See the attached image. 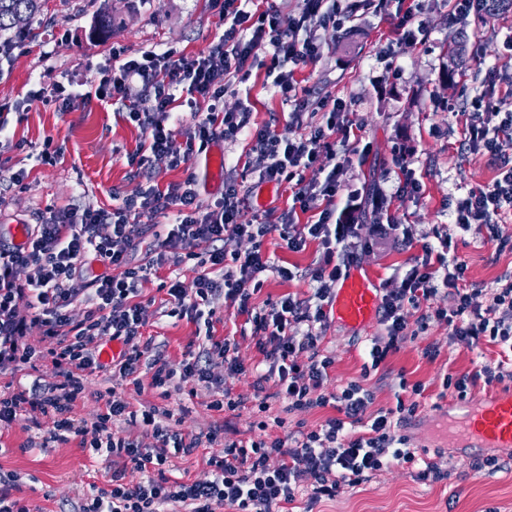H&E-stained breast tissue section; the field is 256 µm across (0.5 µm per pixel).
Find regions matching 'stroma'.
<instances>
[{
	"instance_id": "35a3bbf8",
	"label": "stroma",
	"mask_w": 512,
	"mask_h": 512,
	"mask_svg": "<svg viewBox=\"0 0 512 512\" xmlns=\"http://www.w3.org/2000/svg\"><path fill=\"white\" fill-rule=\"evenodd\" d=\"M224 0H43L41 14L24 36L9 35L13 50L0 61V104L15 103L29 91L49 89L59 83L90 86L100 79V69L112 59L116 48L134 55L152 50L175 49L192 56L208 48L224 31L221 10ZM426 34L421 44L400 52L397 75L386 74L383 56L394 37L397 0H373L371 8L354 16L352 30L345 35L326 31L322 58L298 67L294 78L311 99H344L354 104L353 120L360 124V160L344 172L345 190H357L380 182L388 194L390 215L408 226L414 238L410 249H399L388 239H370L359 248L356 267L378 273V285L392 287L409 269L423 243L433 241L435 231L445 230L449 199L464 197L475 187H487L495 175L496 162L488 156L467 155L459 150L463 118L453 106L479 95L485 89V73L497 63L502 34L512 29V10L499 14L487 25L467 19V43H460L457 25L448 22L446 0H424ZM115 18L112 30L93 35L92 28L101 11ZM466 48V65L454 81L444 71L448 49ZM250 96L225 95L224 107L233 111L242 101L251 105V125L276 122L285 128L291 110L269 85L265 68L253 69ZM146 139L136 123L118 112L115 105L96 99L77 102L67 111L53 104L33 103L28 110L10 112L8 124L0 132V244L14 241L17 224L39 223L42 215L66 205L109 208L116 198L151 185L194 178L203 202L220 197L210 184L204 154H197L188 168L171 169L166 160L154 159L150 179H132L131 160ZM224 174L248 191L243 222L254 221L267 210L283 211L292 203L289 185L257 184L253 174L236 160L244 153V143H224ZM404 150L422 183L418 198L397 195L399 179L393 157ZM24 171L22 183L10 180L12 173ZM263 250L272 259L296 268L293 280L284 281L266 273L256 305L293 294L311 295L308 271L319 261L322 250L309 244L298 253L288 251L278 233L264 240ZM457 255L468 266V282L489 287L496 279L512 276V212L502 214L495 231L475 228L458 235ZM166 270L150 273L140 285L139 299L147 307L145 335L154 337V350L171 366H179L195 339L190 321L163 315L165 292L159 286ZM224 322L222 336L235 337L244 364L258 361L259 355L245 318L225 296L214 299ZM410 336L399 350L389 355L379 370L363 376V352L367 338L381 335L380 323L352 330L329 321L319 344L321 355L330 357L327 386L342 389L353 380H362L376 406L396 403L400 378L422 382L426 391L418 418L430 417L442 380L449 372L474 370L484 360H495L492 346L476 352L449 345L445 324L430 321L426 331L410 323ZM437 346L436 358H428V346ZM112 388L116 396L135 404H152L154 390H135L132 384L101 373L88 379V397L75 406L76 417H86L97 404L94 392ZM196 396L172 393L166 405L177 419L178 430L199 433L227 420L224 414L208 410L210 392L197 386ZM241 437H259L253 429L251 409H242L229 418ZM29 420L0 428V471H15L23 482L18 495L32 512H77L80 496L88 480L105 485L112 477V462L90 456L78 438L68 443L42 447V433L30 428ZM401 432L411 447L427 450L442 470L446 481L423 482L410 470L394 467L371 482L345 492L341 497L317 505L314 512H512V450L498 449L503 464L500 471L478 472L472 465L477 455L448 446H437L429 428L405 425Z\"/></svg>"
}]
</instances>
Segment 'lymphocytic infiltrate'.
<instances>
[{
  "label": "lymphocytic infiltrate",
  "mask_w": 512,
  "mask_h": 512,
  "mask_svg": "<svg viewBox=\"0 0 512 512\" xmlns=\"http://www.w3.org/2000/svg\"><path fill=\"white\" fill-rule=\"evenodd\" d=\"M367 2L301 0L297 9L286 13L274 6L256 11L254 0H224V32L207 51L187 57L171 49L138 56L116 50L111 65L101 69L94 91L78 94L59 84L49 93L30 92L29 101L47 99L63 109L79 99L118 104L148 135L135 177L149 176L153 159H167L176 168L217 138L233 142L244 135L248 166L259 183L295 184L292 205L275 226L242 222L247 196L237 182H226L221 196L206 203L199 198L195 179L189 178L163 191L139 190L112 209H59L42 223L29 225L25 244L0 246V371L45 368L53 376L44 387L35 384L0 392V428L36 409L52 420L46 442L76 437L81 447L111 457V480L102 487L90 484L78 512H166L170 506L178 512H216L223 505L230 512H269L273 505H293L305 482L313 507L394 466L414 469L421 481L448 479V472L420 456L397 432L415 416L424 386L400 381V389L410 391V398H397L389 408H374L373 397L361 382H349L336 392L327 390L332 361L318 349L328 323L326 304L362 245L355 214L372 210L370 233L393 236L406 248L413 245L407 227L386 217L387 194L381 186L365 193L341 190L340 178L353 162L350 102L314 101L299 94L287 70L291 64L321 59L323 31L343 32L346 22ZM502 48L505 63L487 70V92L461 110L462 152L498 157L501 140L512 137V111L496 108L491 95L497 85L512 83L507 68L512 60V30L505 34ZM263 53L268 56L264 64L273 86L294 105L285 132L272 123L251 127L247 110L224 108L225 94L250 79ZM198 102L206 104L205 116L183 136H176L167 125L173 110ZM323 160L328 163L324 178H302L303 170ZM315 200L324 203L316 214L310 211ZM508 208L512 209V160L501 159L492 186L470 189L465 197L449 203L453 231L424 243L403 278L382 295L379 321L386 336L371 342L372 368H379L399 349L408 334V315L416 310L420 324L432 319L445 323L449 343L470 350L485 343L499 347L502 354L501 359L482 362L474 372L446 374L443 390L463 400L477 381L512 382V278L491 288L468 287L467 266L455 255L453 236L454 230L466 232L475 224L493 228L495 216ZM146 211L170 214L171 221L159 228L139 223ZM300 211L310 213L307 223H295ZM274 231L292 252L319 242L323 257L309 272L312 295L299 299L286 294L258 306L254 297L262 289L265 272L275 271L285 280L294 277L288 267L271 263L262 250L265 237ZM149 236L156 240L154 249L147 261L136 262L135 253ZM228 237L248 242V250L226 254ZM90 255L105 272L86 288H75ZM190 260L201 272L189 285L171 278L167 294L174 305L169 314L194 323L201 338L197 350L187 351L175 369L153 354V337L142 333L146 307L138 300L139 285L152 269ZM442 291L448 295L447 307H431V299ZM220 292L245 315L262 357L264 367L257 370L254 382V410L259 416L255 426L263 431V438H231L220 426L204 434H185L170 425L168 409L152 405L135 411L109 391L97 393L98 407L90 417L75 418L74 407L86 396L89 376L107 372L136 385L144 367L151 371V386L161 397L202 384L212 390L211 410L223 413L243 407L244 397L210 373L216 358L223 360L228 375L246 370L235 338L217 333L221 318L212 300ZM79 300L84 301L86 314L76 322L70 307ZM34 323L41 326L45 341L39 349L23 342ZM105 339L122 345L107 363L99 349ZM269 382L275 387L270 395L265 392ZM274 399L293 412L329 407L335 414L288 442L268 434L284 425L282 418L269 414ZM204 446L213 450L208 459L210 479L189 482L168 476L173 457ZM274 456L279 463L273 467L269 460ZM131 469L143 473L144 481L128 483L126 473Z\"/></svg>",
  "instance_id": "obj_1"
}]
</instances>
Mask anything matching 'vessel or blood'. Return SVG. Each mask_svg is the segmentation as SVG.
<instances>
[{
  "label": "vessel or blood",
  "instance_id": "b4317fda",
  "mask_svg": "<svg viewBox=\"0 0 512 512\" xmlns=\"http://www.w3.org/2000/svg\"><path fill=\"white\" fill-rule=\"evenodd\" d=\"M379 305L376 275L358 267L349 268L339 280L331 301L336 321L354 330L368 327ZM440 433L452 448H512V393L457 403L446 414Z\"/></svg>",
  "mask_w": 512,
  "mask_h": 512
}]
</instances>
